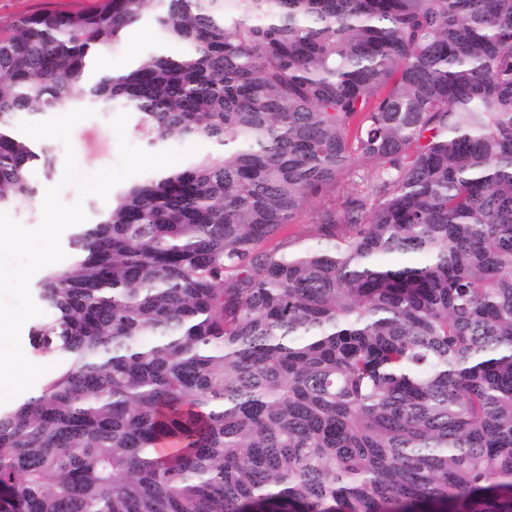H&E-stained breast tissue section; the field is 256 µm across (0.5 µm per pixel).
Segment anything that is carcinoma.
<instances>
[{
  "label": "carcinoma",
  "mask_w": 512,
  "mask_h": 512,
  "mask_svg": "<svg viewBox=\"0 0 512 512\" xmlns=\"http://www.w3.org/2000/svg\"><path fill=\"white\" fill-rule=\"evenodd\" d=\"M151 17L178 56L86 79ZM222 147L112 193L37 284L0 512H512V0H99L0 33L22 114ZM373 170L364 177L355 161ZM316 213L325 245L264 244ZM46 267H44V268L40 269L39 271H37L32 276V278L30 280L29 287H30L31 296H32L34 302L36 303V305L42 310L43 313L40 316H37V317H34V318L28 320L24 324V326L22 328V331H23V335L26 336V343H25V346L23 348V352H24L26 358L30 362H32L34 364H37V365L51 366L52 369H55V365L53 363H51V362H49V361H47L45 359H42V358H39V357H35L32 354V348H31L30 336H29V332H30L31 327L34 326V325L42 323L47 318V312H46L44 306L38 301V299L36 297V292H35V288H37V283L42 278Z\"/></svg>",
  "instance_id": "1"
}]
</instances>
